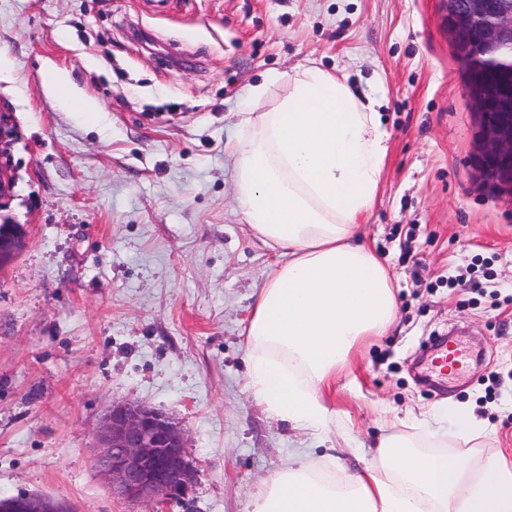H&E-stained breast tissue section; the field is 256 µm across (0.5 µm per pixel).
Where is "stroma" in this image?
I'll list each match as a JSON object with an SVG mask.
<instances>
[{"label": "stroma", "instance_id": "obj_1", "mask_svg": "<svg viewBox=\"0 0 512 512\" xmlns=\"http://www.w3.org/2000/svg\"><path fill=\"white\" fill-rule=\"evenodd\" d=\"M387 104L382 182L360 232L396 278L398 317L368 339L325 402L321 443L269 418L247 389V328L285 251L234 198L249 91L309 63ZM68 72L100 111L61 104ZM443 0H0V103L20 139L10 212L25 245L0 267V497L71 512H251L305 452L353 469L388 424L437 403L488 421L512 449V202L474 165L477 122ZM487 273L481 291L451 277ZM463 373L423 381L432 342ZM182 425L197 480L181 500L114 499L93 439L115 402ZM352 427L341 436L342 424ZM452 343L454 342L446 339L436 346L431 354L429 365L431 372H438L441 375L445 374L448 371V359L457 364L465 363L466 355L464 350L457 343H455V348H451L450 345Z\"/></svg>", "mask_w": 512, "mask_h": 512}]
</instances>
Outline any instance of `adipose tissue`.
I'll return each mask as SVG.
<instances>
[{
  "label": "adipose tissue",
  "mask_w": 512,
  "mask_h": 512,
  "mask_svg": "<svg viewBox=\"0 0 512 512\" xmlns=\"http://www.w3.org/2000/svg\"><path fill=\"white\" fill-rule=\"evenodd\" d=\"M246 112L231 145L235 191L255 236L288 252L261 289L248 328L247 386L273 419L314 440L332 415L321 393L369 336L397 316L394 278L358 230L381 184L388 133L382 97L347 74L310 64ZM412 431L382 434L361 470L333 479L297 455L253 500L252 512H512V462L484 449V420L460 404L437 405ZM467 449L451 457L449 439Z\"/></svg>",
  "instance_id": "1"
}]
</instances>
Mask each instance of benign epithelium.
Returning <instances> with one entry per match:
<instances>
[{
    "label": "benign epithelium",
    "instance_id": "obj_1",
    "mask_svg": "<svg viewBox=\"0 0 512 512\" xmlns=\"http://www.w3.org/2000/svg\"><path fill=\"white\" fill-rule=\"evenodd\" d=\"M445 9L478 124L475 166L499 196L512 201V0H445ZM16 140L13 114L0 104V207L15 194ZM8 229L0 238V263L10 261L23 241L22 225ZM93 454L112 497L127 503L181 498L195 479L179 422L142 403L112 405L95 435ZM0 512H64V507L19 494L1 499Z\"/></svg>",
    "mask_w": 512,
    "mask_h": 512
}]
</instances>
